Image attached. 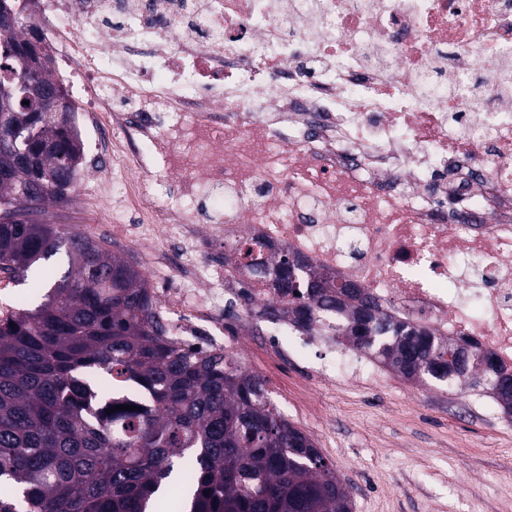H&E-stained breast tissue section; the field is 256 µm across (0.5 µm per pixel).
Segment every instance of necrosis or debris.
Returning <instances> with one entry per match:
<instances>
[{
	"instance_id": "4bbe7bcc",
	"label": "necrosis or debris",
	"mask_w": 512,
	"mask_h": 512,
	"mask_svg": "<svg viewBox=\"0 0 512 512\" xmlns=\"http://www.w3.org/2000/svg\"><path fill=\"white\" fill-rule=\"evenodd\" d=\"M46 35L98 115L93 194L177 251L171 335L238 297L215 247L261 243L467 338L512 372V0H44Z\"/></svg>"
}]
</instances>
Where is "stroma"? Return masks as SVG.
<instances>
[{
	"label": "stroma",
	"instance_id": "obj_1",
	"mask_svg": "<svg viewBox=\"0 0 512 512\" xmlns=\"http://www.w3.org/2000/svg\"><path fill=\"white\" fill-rule=\"evenodd\" d=\"M47 217L140 265L139 247L117 244L111 211L91 214L70 201L50 206ZM229 327L243 337L242 367L311 436L348 486L353 512H512V429L500 428L474 394L390 372L377 384L330 388L313 368L332 357L333 341L316 337L306 358L283 362L268 350L266 323Z\"/></svg>",
	"mask_w": 512,
	"mask_h": 512
}]
</instances>
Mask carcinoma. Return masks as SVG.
<instances>
[{"label": "carcinoma", "instance_id": "obj_1", "mask_svg": "<svg viewBox=\"0 0 512 512\" xmlns=\"http://www.w3.org/2000/svg\"><path fill=\"white\" fill-rule=\"evenodd\" d=\"M0 32V83L24 87ZM65 118L19 111L12 121L39 148L0 175V270L14 280L65 250L68 267L42 301L0 319V512H155L170 481L190 512H352V499L305 432L274 406L262 379L222 349L187 347L166 335L145 275L102 243L60 230L45 205L63 204L81 167L83 142ZM56 173L47 186L42 173ZM245 242L233 250L263 286L267 267ZM276 288L306 333L315 323L406 380L491 391L512 416V374L487 351L395 322L367 292L304 270L281 253ZM112 381L110 412L96 376Z\"/></svg>", "mask_w": 512, "mask_h": 512}]
</instances>
